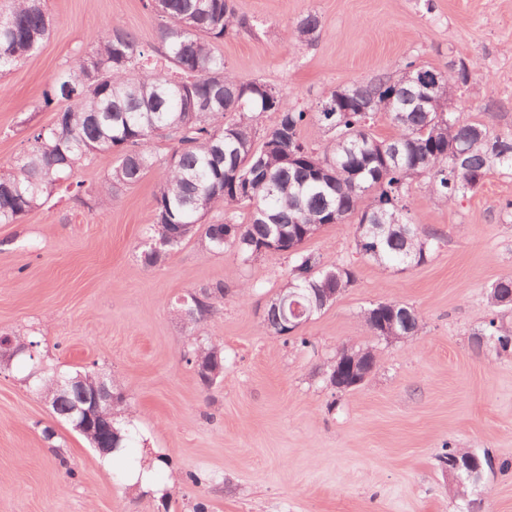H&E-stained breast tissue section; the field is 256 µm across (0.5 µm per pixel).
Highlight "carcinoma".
<instances>
[{
	"label": "carcinoma",
	"instance_id": "cac0c4a2",
	"mask_svg": "<svg viewBox=\"0 0 512 512\" xmlns=\"http://www.w3.org/2000/svg\"><path fill=\"white\" fill-rule=\"evenodd\" d=\"M146 8L161 18L155 55L114 21L94 38L91 53L43 92L44 106H66L57 110L61 121L35 130L30 150L0 168V224L21 221L62 185L84 206L106 205L160 166L164 178L140 243L146 265L164 260L147 245L158 224L190 225L204 249H232L245 262L259 256L261 243L284 237L293 247L285 287L297 289L296 300L308 307L323 291L346 290L354 276L306 252V232L355 215L362 256L385 266L421 265L432 243L413 221L409 184L427 179L432 198L450 205L475 193L491 172L512 170V132L460 119L450 91L459 65L408 61L396 79L355 82L314 110L302 108L263 82L238 80L216 52L226 35L249 26L234 0H147ZM50 25L43 0H11L0 13V75L23 63ZM320 30V18L309 13L292 36L311 42ZM271 112L277 120L267 129ZM379 116L392 136L372 132ZM309 126L329 137L317 145L303 139ZM159 140L172 144L165 156L156 151ZM114 152L116 163L97 188L71 182L80 163ZM228 293L219 282L186 299L209 300L197 313L203 319ZM484 335L495 349H512L511 327L492 319Z\"/></svg>",
	"mask_w": 512,
	"mask_h": 512
}]
</instances>
